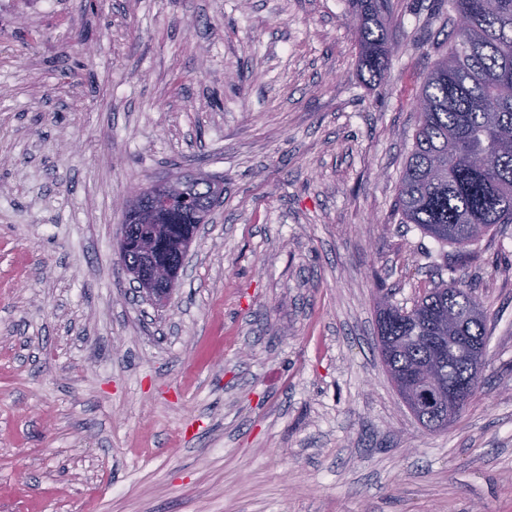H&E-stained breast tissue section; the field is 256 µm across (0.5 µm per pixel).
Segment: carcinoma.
Masks as SVG:
<instances>
[{
    "instance_id": "carcinoma-1",
    "label": "carcinoma",
    "mask_w": 512,
    "mask_h": 512,
    "mask_svg": "<svg viewBox=\"0 0 512 512\" xmlns=\"http://www.w3.org/2000/svg\"><path fill=\"white\" fill-rule=\"evenodd\" d=\"M389 0H352L361 72L379 83L391 47ZM455 17L448 52L427 72L416 92L418 129L400 175L397 211L428 237L459 252L498 224H512V0H448ZM171 235L195 223L189 209L154 216ZM142 225L128 234L126 258L143 264ZM460 275L428 289L409 310L389 305L380 323L379 349L389 376L403 377L432 360L423 336L435 335L441 318H453L442 368L453 384L469 383L468 404L482 382L488 340L487 314ZM417 421L436 431L448 426V409L430 406Z\"/></svg>"
}]
</instances>
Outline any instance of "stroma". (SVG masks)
Listing matches in <instances>:
<instances>
[{"instance_id": "stroma-1", "label": "stroma", "mask_w": 512, "mask_h": 512, "mask_svg": "<svg viewBox=\"0 0 512 512\" xmlns=\"http://www.w3.org/2000/svg\"><path fill=\"white\" fill-rule=\"evenodd\" d=\"M61 0L0 18V512H512V224L468 249L484 382L421 426L377 349L457 251L396 211L448 0ZM224 188L169 307L118 263L134 190ZM352 19L360 46L361 72L367 73L370 83H380L387 72L391 47L387 29L390 25L389 0H351Z\"/></svg>"}]
</instances>
